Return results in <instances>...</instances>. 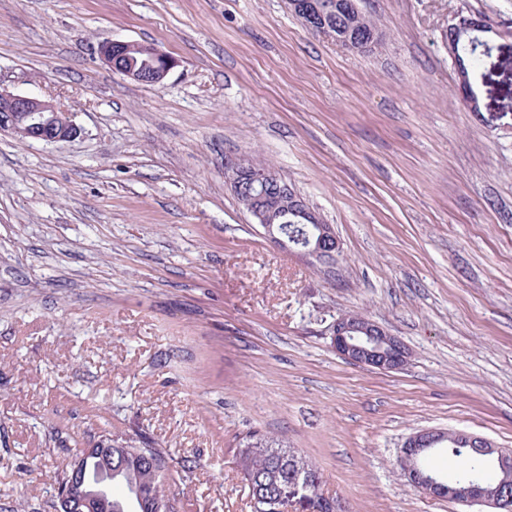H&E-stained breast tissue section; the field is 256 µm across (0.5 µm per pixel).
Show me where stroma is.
<instances>
[{"instance_id": "obj_1", "label": "stroma", "mask_w": 512, "mask_h": 512, "mask_svg": "<svg viewBox=\"0 0 512 512\" xmlns=\"http://www.w3.org/2000/svg\"><path fill=\"white\" fill-rule=\"evenodd\" d=\"M349 52L288 0H0V87L73 116L63 143L0 135V512H53L87 448L142 435L182 460L177 512H251L259 432L349 512H464L407 484L422 429L512 448V0H358ZM499 25L457 91L446 35ZM177 59L162 84L107 41ZM273 166L340 240L328 278L273 249L227 163ZM357 312L410 349L341 359ZM473 32H492L496 35L500 33L493 27L489 20L481 15L469 17L459 16L458 20L448 27V48L453 55L455 65L458 69H462L458 47L465 40L469 42ZM133 44L136 43L132 41H110L103 43L99 48V56L112 71L134 82L152 85L161 84L171 69L175 67L176 61L173 57L150 45H143L138 48L142 54L138 51L131 50L128 51L126 57L123 58L125 64L140 68L126 66L118 61L116 57H113L114 48H124L125 46ZM145 55L155 62L150 69L141 68L148 67V60Z\"/></svg>"}]
</instances>
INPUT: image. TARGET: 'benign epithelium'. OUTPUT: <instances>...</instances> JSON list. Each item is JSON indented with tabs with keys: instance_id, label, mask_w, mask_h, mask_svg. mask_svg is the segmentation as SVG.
Listing matches in <instances>:
<instances>
[{
	"instance_id": "obj_1",
	"label": "benign epithelium",
	"mask_w": 512,
	"mask_h": 512,
	"mask_svg": "<svg viewBox=\"0 0 512 512\" xmlns=\"http://www.w3.org/2000/svg\"><path fill=\"white\" fill-rule=\"evenodd\" d=\"M290 9L299 15L305 28L313 33L326 35L321 12L312 0H288ZM474 32L499 34L489 20L481 15L460 16L448 26V48L453 55L456 67H461L458 47L471 40ZM131 45L129 41H110L99 48L100 58L112 71L137 83L157 85L163 82L176 65L173 57L150 45L139 47L142 54L154 61L148 69L126 66L113 57V49ZM7 132L21 141L39 140L47 143L67 142L75 138L78 128L71 114L51 101L36 96L14 94L0 88V133ZM280 175L275 170L262 171L252 177V181L242 183L229 181L238 202L249 214L252 223L261 229V235L275 248L292 251L308 263L327 265L329 276H336V256L341 252L340 243L331 224L319 223V217L296 202L292 214L301 224H313L316 233L306 238L299 246L288 238L282 225L266 222L263 205L266 187L271 181H278ZM331 344L336 354L343 360L364 367L390 372L402 369L409 360V351L404 343L390 334L381 324L370 319H353L341 316L331 328ZM440 432L434 429L418 431L410 435L400 448L398 462L408 483L423 494L436 499H446L467 507H488L498 512L512 509V491L499 489L495 492L483 491L477 485H450L438 476L424 473L415 463L417 453L423 448L433 447ZM293 481L304 480L309 484L319 482V473L303 462L291 460ZM112 502L103 489H93L88 485L86 469L77 462L73 476L57 493L56 512H111Z\"/></svg>"
}]
</instances>
